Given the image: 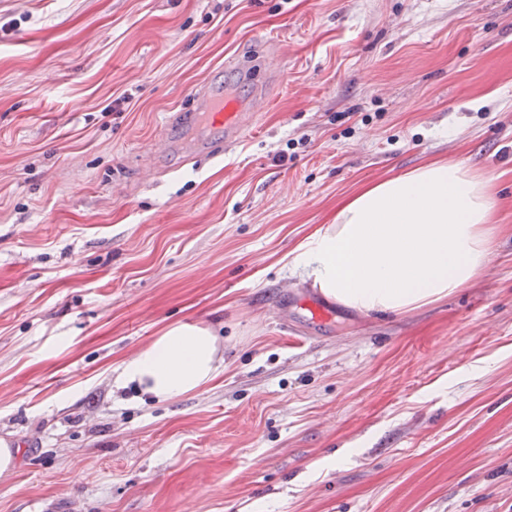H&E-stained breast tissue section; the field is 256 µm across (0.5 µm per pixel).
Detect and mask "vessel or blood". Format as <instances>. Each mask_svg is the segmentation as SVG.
<instances>
[{
	"label": "vessel or blood",
	"instance_id": "obj_1",
	"mask_svg": "<svg viewBox=\"0 0 512 512\" xmlns=\"http://www.w3.org/2000/svg\"><path fill=\"white\" fill-rule=\"evenodd\" d=\"M196 106L179 113L187 134L182 143H174L170 135L161 138V153L169 164L192 162L201 157L214 158L222 150L239 143L258 104L245 105L225 96L214 84H204L194 95Z\"/></svg>",
	"mask_w": 512,
	"mask_h": 512
}]
</instances>
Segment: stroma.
Wrapping results in <instances>:
<instances>
[{
  "label": "stroma",
  "instance_id": "35a3bbf8",
  "mask_svg": "<svg viewBox=\"0 0 512 512\" xmlns=\"http://www.w3.org/2000/svg\"><path fill=\"white\" fill-rule=\"evenodd\" d=\"M209 81L267 103L152 171ZM439 159L500 204L471 286L276 310L341 197ZM178 322L219 325L223 376L115 390ZM1 437L0 512H512V0H0Z\"/></svg>",
  "mask_w": 512,
  "mask_h": 512
}]
</instances>
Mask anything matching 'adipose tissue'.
<instances>
[{
	"label": "adipose tissue",
	"mask_w": 512,
	"mask_h": 512,
	"mask_svg": "<svg viewBox=\"0 0 512 512\" xmlns=\"http://www.w3.org/2000/svg\"><path fill=\"white\" fill-rule=\"evenodd\" d=\"M496 220L489 179L435 160L354 191L298 246L292 262L338 304L364 315L401 314L448 299L477 280ZM223 372L215 330L177 324L124 360L113 385L165 401Z\"/></svg>",
	"instance_id": "obj_1"
}]
</instances>
